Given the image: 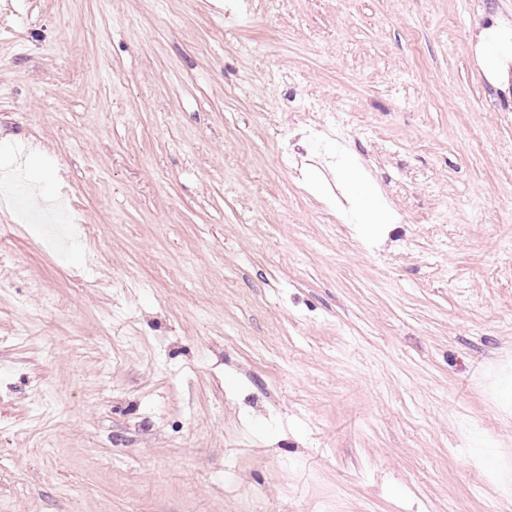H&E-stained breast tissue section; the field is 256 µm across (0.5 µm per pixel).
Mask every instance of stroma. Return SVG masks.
Listing matches in <instances>:
<instances>
[{
    "mask_svg": "<svg viewBox=\"0 0 512 512\" xmlns=\"http://www.w3.org/2000/svg\"><path fill=\"white\" fill-rule=\"evenodd\" d=\"M220 2L0 0V512H512V0ZM502 32L503 31L500 29L492 26L489 29L482 30L480 34L481 44L485 47L489 45L490 51L495 54L494 74L498 76H502L507 73L508 65L511 59V54L510 56L508 54L497 55L500 53L497 51V45L499 44V36L502 34Z\"/></svg>",
    "mask_w": 512,
    "mask_h": 512,
    "instance_id": "stroma-1",
    "label": "stroma"
}]
</instances>
